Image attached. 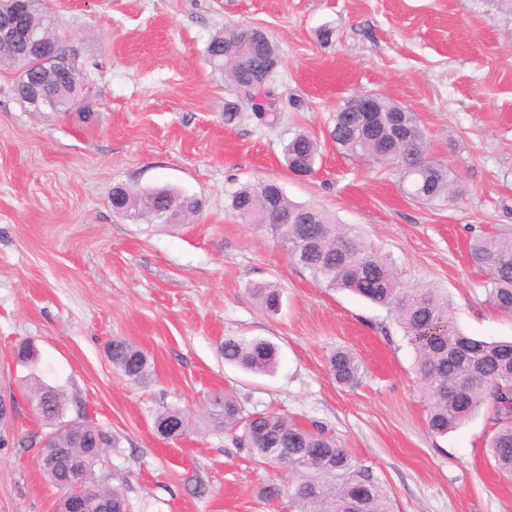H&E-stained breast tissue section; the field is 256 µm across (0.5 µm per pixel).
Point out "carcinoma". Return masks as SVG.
<instances>
[{
  "label": "carcinoma",
  "mask_w": 512,
  "mask_h": 512,
  "mask_svg": "<svg viewBox=\"0 0 512 512\" xmlns=\"http://www.w3.org/2000/svg\"><path fill=\"white\" fill-rule=\"evenodd\" d=\"M29 20L37 33L55 36L51 16L42 0H31ZM211 65L230 78L243 94L261 97L255 82L254 64L240 59L249 54L241 30L216 33L206 47ZM0 62L18 66L28 76L52 89L56 73L44 64L29 44L19 41L0 44ZM66 70L68 96L83 94L81 73L76 63ZM381 112L370 125H359L348 113L336 110L331 138L342 153L382 165L397 176L410 199L428 205H442L456 195L448 166L426 154L424 130L416 113L392 102L380 100ZM392 142V152L378 155L377 141ZM319 145L305 132L294 134L284 149L291 173L312 168ZM175 203L173 216L185 217L198 210V202L168 187L132 191L117 186L112 190V209L122 215H147L165 222L160 214ZM230 209L242 221L270 231L288 250L290 260L308 271L328 288L350 291L394 313L404 336L415 352L416 373L428 403L427 424L431 431L446 434L469 421L481 409L491 413L494 430L488 455L495 468L512 475V341H487L462 333L454 324L448 297L431 288H409L398 278L387 256L366 243L351 227L341 225L323 210L288 199L275 180L247 184L230 195ZM470 258L486 273V301L503 315L512 316V235H486L470 243ZM253 294L269 313L281 307V291L270 285L258 286ZM17 362L32 363L37 350L31 341L15 349ZM112 365L134 382L145 383L150 365L145 354L125 341L110 346ZM224 360L246 372H271L278 364L275 346L264 339L224 338ZM363 366L350 350L339 348L328 358V372L336 383L350 386L359 380ZM29 402L32 411L50 431L41 436L44 452L51 461L41 468L54 486L69 477L70 465L78 464L88 473L89 512H129L122 486L101 485L95 467L103 448L115 446L102 430L85 421H63L64 391L36 383ZM216 428L234 433L236 444L262 461L280 462L299 474L292 492L297 512H391L383 487L367 469L357 465L323 428L302 426L275 412L243 415L241 405L231 397L213 400ZM174 422L176 437L190 429L188 416L176 409L160 411L155 423Z\"/></svg>",
  "instance_id": "carcinoma-1"
}]
</instances>
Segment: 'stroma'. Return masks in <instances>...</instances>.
<instances>
[{
  "label": "stroma",
  "mask_w": 512,
  "mask_h": 512,
  "mask_svg": "<svg viewBox=\"0 0 512 512\" xmlns=\"http://www.w3.org/2000/svg\"><path fill=\"white\" fill-rule=\"evenodd\" d=\"M43 5L79 51L91 118L27 111L12 92L17 68L0 63V393L16 402L0 443V512H55L58 491L36 449L18 445L42 430L27 398L36 380L65 392L66 420L88 418L118 438L95 471L101 484L124 482L130 512H295V473L214 428L212 401L225 394L248 413L324 426L383 486L393 512H512V477L487 455V413L432 433L415 355L393 316L318 285L228 208L240 186L277 180L293 202L353 226L404 285L447 295L464 332L511 340L512 318L488 305L469 244L512 234V16L488 0ZM227 28H257L276 44L277 124L247 108L225 124L235 91L206 47ZM364 94L418 115L428 154L459 180L455 202L413 201L388 170L337 150L330 117ZM301 130L320 144L308 177L283 161ZM118 185H168L200 210L177 224L122 218L110 203ZM263 284L281 288L278 314L253 295ZM228 336L275 344L274 373L226 363ZM24 339L38 349L31 368L13 358ZM115 339L147 355L148 385L113 369ZM339 347L363 363L355 386L327 372ZM165 407L190 417L187 436L157 435Z\"/></svg>",
  "instance_id": "obj_1"
}]
</instances>
